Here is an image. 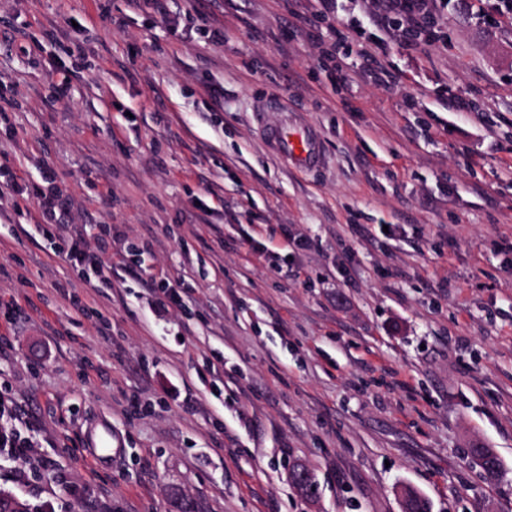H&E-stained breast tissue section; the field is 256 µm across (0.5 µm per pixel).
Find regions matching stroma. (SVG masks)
Instances as JSON below:
<instances>
[{
	"mask_svg": "<svg viewBox=\"0 0 512 512\" xmlns=\"http://www.w3.org/2000/svg\"><path fill=\"white\" fill-rule=\"evenodd\" d=\"M302 4L305 23L294 0H0V165L53 169L69 223L114 226L89 242L105 256L146 245L96 288L33 202L0 198V300L23 308L0 321V394L32 442L0 489L33 512H166L171 489L203 512H401L403 484L432 512H512V20L447 0L439 38L406 46L372 0ZM352 26L365 56L331 59ZM267 100L316 130L320 168L268 150ZM160 273L184 290L163 312ZM101 417L110 460L84 440ZM467 454L470 458L482 461L483 467L480 469L486 479H494L501 472V460L494 449L476 444L472 448H467Z\"/></svg>",
	"mask_w": 512,
	"mask_h": 512,
	"instance_id": "35a3bbf8",
	"label": "stroma"
}]
</instances>
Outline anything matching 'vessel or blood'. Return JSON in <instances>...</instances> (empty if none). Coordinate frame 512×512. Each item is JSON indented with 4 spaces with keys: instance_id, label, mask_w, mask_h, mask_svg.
Instances as JSON below:
<instances>
[{
    "instance_id": "vessel-or-blood-1",
    "label": "vessel or blood",
    "mask_w": 512,
    "mask_h": 512,
    "mask_svg": "<svg viewBox=\"0 0 512 512\" xmlns=\"http://www.w3.org/2000/svg\"><path fill=\"white\" fill-rule=\"evenodd\" d=\"M264 136L269 150L287 166L306 171L323 162L324 154L316 131L294 114L284 115L277 123L265 127ZM90 446L96 457H110L114 450L111 426L101 424L94 431Z\"/></svg>"
}]
</instances>
